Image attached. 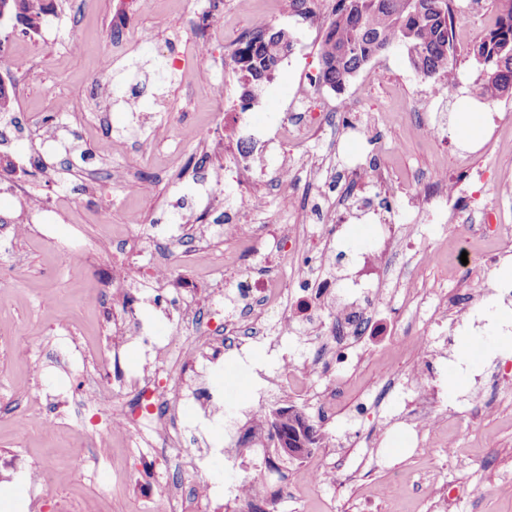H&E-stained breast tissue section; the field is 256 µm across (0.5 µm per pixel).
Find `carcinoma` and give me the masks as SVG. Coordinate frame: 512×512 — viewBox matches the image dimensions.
<instances>
[{"label": "carcinoma", "instance_id": "cac0c4a2", "mask_svg": "<svg viewBox=\"0 0 512 512\" xmlns=\"http://www.w3.org/2000/svg\"><path fill=\"white\" fill-rule=\"evenodd\" d=\"M495 24L470 48L483 65L479 97L512 95V0H497ZM6 14L33 25L41 18V0H11ZM452 0H336L320 47L319 83L341 89L374 57L404 49L413 67L425 77L456 84L453 61ZM263 27L249 34L232 57L243 95L263 89L273 79L293 41L279 45Z\"/></svg>", "mask_w": 512, "mask_h": 512}]
</instances>
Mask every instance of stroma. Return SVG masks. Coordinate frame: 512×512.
Here are the masks:
<instances>
[{
  "label": "stroma",
  "mask_w": 512,
  "mask_h": 512,
  "mask_svg": "<svg viewBox=\"0 0 512 512\" xmlns=\"http://www.w3.org/2000/svg\"><path fill=\"white\" fill-rule=\"evenodd\" d=\"M336 0H314L311 14L295 11L285 0H224V13L209 17V0H45L49 16L66 23L56 44L36 48L24 42L26 27L12 18L0 20V40L15 42L23 60H36L30 78L15 77L16 124L0 125V512H13L6 488L24 485V512H66L69 504L98 502L101 512H234L224 486L232 476L254 481L257 498L281 486L291 494L280 512H512V359L500 353L499 339L512 320V298L491 291L501 267L512 264V251L495 267L476 261L460 278L451 256L419 271L413 285L402 274L412 253L395 257L397 277L379 284L385 298L362 334L339 336L361 358L357 368L342 369L325 353L315 334L268 336L242 349L212 358L201 342L193 359L169 357L158 368L155 352L146 350L117 322L124 298H141L139 316L165 344L172 328L149 302L142 277L157 248L163 224L178 221L171 256L188 249L206 255L228 244L221 226L226 216L245 215L256 225L283 217V196L295 199L286 219L297 236L318 245L309 215L315 205L341 212L351 202H370L373 214L346 226V256L339 265L316 273L318 279H346L355 270V244L370 237L377 218L415 225L416 241L437 245L441 225H418L420 208L433 195L431 178L446 170L458 181L448 202L452 224L482 222L481 204L498 205L512 225V96L478 98L482 67L468 47L496 19V0H454L458 40L454 65L460 93L455 101L431 110L421 105L425 82L406 53L391 49L364 66L347 84L358 94V108L387 111L385 148L376 152L366 139L337 142L335 127L313 140L288 146L294 164L291 184L263 183L258 175L270 160L267 140L287 110L307 102L318 112L335 105L340 91L310 85L320 68L319 50ZM288 30L292 52L247 111H234L241 88L231 55L248 33L262 24ZM135 32V40L117 52L109 72L99 59L113 51L118 32ZM78 41L79 52L68 50ZM207 41L208 58L193 46ZM441 120L439 142L417 139L413 127L421 113ZM481 112L482 136L466 142L456 115ZM223 114L220 129L198 135ZM106 115L120 148L112 157L89 155L99 137V115ZM492 171L491 182L474 189L462 180L458 157ZM382 167L392 184L388 192L351 189L346 157ZM241 159L255 178L250 190L260 208L241 213V189L230 161ZM423 181L404 191L398 180L407 170ZM140 182L144 191L131 196L123 179ZM222 181L221 203L201 200L205 186ZM56 206L54 223H42L26 203L27 194ZM86 246L85 265L70 268L63 255L72 241ZM207 309L214 294L224 296L216 322L237 323V294L222 276L206 278L180 262L172 281ZM95 293L100 303L85 306ZM50 295L55 307L42 306ZM403 332L431 337L420 375H432L435 393L430 409L435 428L416 433L413 419L422 401L414 382L399 375L411 362L410 351L392 346ZM472 334L484 351L464 359L459 336ZM288 360L314 370L308 397H298L274 372ZM110 378L112 407L83 405L74 392L78 378L99 371ZM460 385L450 386L449 373ZM180 377L187 394L178 416L190 429L201 467L168 492L174 470L171 449L139 430L150 390L167 376ZM340 395H332L333 384ZM221 397L223 411L209 413L196 396ZM47 400L61 414L63 426L46 435L25 414L31 397ZM367 411L356 413L357 403ZM293 405L316 425L319 446L308 460L273 469L265 464L262 437L249 436L256 407ZM127 417L132 430L115 436L110 412ZM337 469L342 483L314 486L303 473L307 464ZM43 471L41 483L31 481ZM386 495H379V488Z\"/></svg>",
  "instance_id": "obj_1"
}]
</instances>
